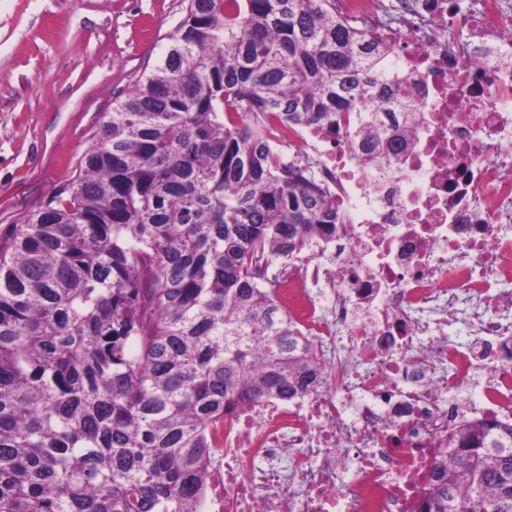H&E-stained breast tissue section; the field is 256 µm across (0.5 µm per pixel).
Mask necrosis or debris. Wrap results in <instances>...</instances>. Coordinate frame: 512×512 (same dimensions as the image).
<instances>
[{"instance_id":"necrosis-or-debris-1","label":"necrosis or debris","mask_w":512,"mask_h":512,"mask_svg":"<svg viewBox=\"0 0 512 512\" xmlns=\"http://www.w3.org/2000/svg\"><path fill=\"white\" fill-rule=\"evenodd\" d=\"M336 9L391 50L419 118L377 167L350 141L356 115L331 133L287 131L345 220L275 272L323 383L225 416L200 512H421L455 426L512 420V9ZM460 313L472 339L447 336ZM478 376L475 407L463 390Z\"/></svg>"}]
</instances>
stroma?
I'll use <instances>...</instances> for the list:
<instances>
[{
    "mask_svg": "<svg viewBox=\"0 0 512 512\" xmlns=\"http://www.w3.org/2000/svg\"><path fill=\"white\" fill-rule=\"evenodd\" d=\"M188 0H0V244L82 175Z\"/></svg>",
    "mask_w": 512,
    "mask_h": 512,
    "instance_id": "stroma-1",
    "label": "stroma"
}]
</instances>
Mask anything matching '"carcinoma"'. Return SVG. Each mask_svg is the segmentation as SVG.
<instances>
[{
    "mask_svg": "<svg viewBox=\"0 0 512 512\" xmlns=\"http://www.w3.org/2000/svg\"><path fill=\"white\" fill-rule=\"evenodd\" d=\"M334 0H188L68 198L0 247V512H199L211 429L319 385L268 268L341 223L281 147L337 127L369 163L416 121L390 51ZM425 512H512V424L463 421Z\"/></svg>",
    "mask_w": 512,
    "mask_h": 512,
    "instance_id": "1",
    "label": "carcinoma"
}]
</instances>
